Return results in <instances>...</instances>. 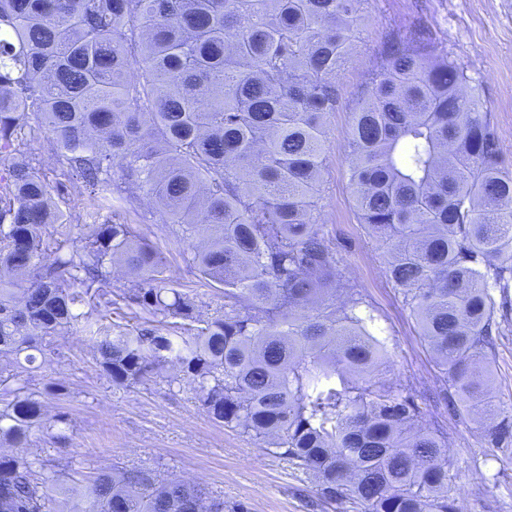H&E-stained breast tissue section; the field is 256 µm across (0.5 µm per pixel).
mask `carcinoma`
Masks as SVG:
<instances>
[{"label": "carcinoma", "mask_w": 512, "mask_h": 512, "mask_svg": "<svg viewBox=\"0 0 512 512\" xmlns=\"http://www.w3.org/2000/svg\"><path fill=\"white\" fill-rule=\"evenodd\" d=\"M360 2L0 0V159L43 131L60 164L52 181L13 163L0 185V358L57 355L80 323L112 385L175 366L169 384L187 382L213 421L311 474L327 499L456 512L446 437L374 377L390 352L320 222L335 77ZM346 141L360 223L451 390L445 409L493 415L488 359L512 315V176L480 92L422 32L392 35ZM75 176L100 210L149 197L224 304L202 317L131 224L67 227ZM116 264L131 278L118 291ZM112 308L152 326L111 330L100 312ZM62 390L0 368V512H68L71 487L29 448L33 429L66 421L42 400ZM483 437L511 448L512 420ZM82 495L83 512H247L138 467L97 468Z\"/></svg>", "instance_id": "obj_1"}]
</instances>
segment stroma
<instances>
[{
	"label": "stroma",
	"mask_w": 512,
	"mask_h": 512,
	"mask_svg": "<svg viewBox=\"0 0 512 512\" xmlns=\"http://www.w3.org/2000/svg\"><path fill=\"white\" fill-rule=\"evenodd\" d=\"M414 29L480 83L505 169L512 173V0H365L351 59L336 76L339 101L328 124L321 221L378 315L373 333L386 340L392 354L378 377L405 387L447 437L457 512H512V453L488 445L473 414L451 416L434 406L432 398L444 382L386 275L380 249L359 222L348 181L346 132L362 86L388 36ZM66 198L72 224L136 225L165 256L171 284L195 290L203 313H213L217 295L202 285L187 245L169 233L164 216L148 201L101 210L79 179L71 181ZM61 344L60 355L36 358L22 368L33 389L52 382L65 387L63 394L47 397L46 406L49 414H67L62 427L67 442L53 443L43 431L31 442L51 464H67L84 475L112 465L150 468L164 478L202 482L227 504L244 503L248 512H345L322 496L311 475L212 421L189 386L172 387L155 376L116 388L102 375L81 327L68 330ZM490 365L498 413L512 417V328L499 337Z\"/></svg>",
	"instance_id": "1"
}]
</instances>
